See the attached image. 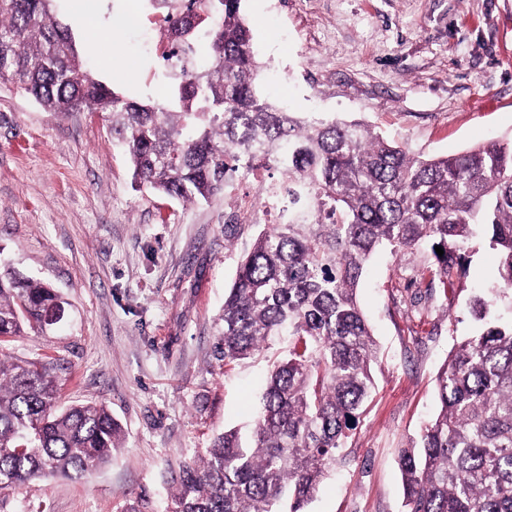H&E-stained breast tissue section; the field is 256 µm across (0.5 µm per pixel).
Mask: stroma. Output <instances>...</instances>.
I'll list each match as a JSON object with an SVG mask.
<instances>
[{"label": "stroma", "mask_w": 512, "mask_h": 512, "mask_svg": "<svg viewBox=\"0 0 512 512\" xmlns=\"http://www.w3.org/2000/svg\"><path fill=\"white\" fill-rule=\"evenodd\" d=\"M89 72L129 97L169 100L149 0H57ZM262 96L292 112L359 122L426 156L512 137V0H244ZM118 15L134 17L116 38ZM261 189L186 203L137 188L98 112L61 117L0 83V256L56 291L54 325L0 350L61 370V406L105 403L124 431L110 463L81 478L0 492V512H164L182 457L257 409L265 357L217 360L224 292L259 227L224 242V213ZM449 290L414 287L428 246L375 254L359 299L377 345L376 392L307 512H402L398 457L436 414V378L473 332L470 299L492 287L497 255L475 238Z\"/></svg>", "instance_id": "1"}]
</instances>
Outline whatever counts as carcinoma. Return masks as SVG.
<instances>
[{"instance_id": "1", "label": "carcinoma", "mask_w": 512, "mask_h": 512, "mask_svg": "<svg viewBox=\"0 0 512 512\" xmlns=\"http://www.w3.org/2000/svg\"><path fill=\"white\" fill-rule=\"evenodd\" d=\"M161 58L179 69L170 104L93 78L52 0H0V80L45 111L105 112L134 182L184 202L268 172L279 221L256 236L224 294L217 357L229 365L292 337L249 436L216 433L179 463L165 512H306L371 397L375 342L357 301L369 258L439 246L426 287L466 275L483 235L499 263L479 320L512 293V142L429 158L336 118L285 112L256 88L243 0H155ZM62 301L0 267V340L43 328ZM53 363L0 352V491L86 474L120 447L101 402L62 408ZM439 412L401 450L405 512H512V319L484 324L450 352Z\"/></svg>"}]
</instances>
